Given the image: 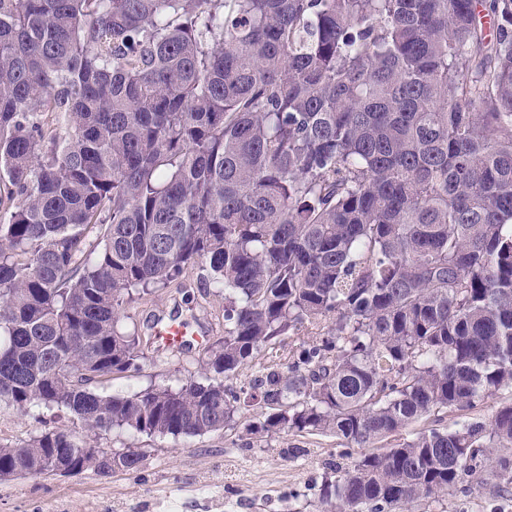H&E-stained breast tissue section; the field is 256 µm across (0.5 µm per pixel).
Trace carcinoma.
Segmentation results:
<instances>
[{
	"instance_id": "obj_1",
	"label": "carcinoma",
	"mask_w": 512,
	"mask_h": 512,
	"mask_svg": "<svg viewBox=\"0 0 512 512\" xmlns=\"http://www.w3.org/2000/svg\"><path fill=\"white\" fill-rule=\"evenodd\" d=\"M196 263L224 290L201 380L90 388L140 368L133 293ZM301 333L250 390L217 380ZM504 387L512 0H0V403L150 436L256 406L251 434L367 449L317 512H415L512 485V403L383 442ZM142 460L60 428L0 477Z\"/></svg>"
}]
</instances>
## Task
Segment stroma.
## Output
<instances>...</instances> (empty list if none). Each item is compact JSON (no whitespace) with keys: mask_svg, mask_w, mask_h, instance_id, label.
<instances>
[{"mask_svg":"<svg viewBox=\"0 0 512 512\" xmlns=\"http://www.w3.org/2000/svg\"><path fill=\"white\" fill-rule=\"evenodd\" d=\"M208 270L194 265L185 287L134 294L123 319L125 330L144 337L140 368L94 383L107 395H130L158 386L177 387L198 375L204 350L161 352L148 342L154 315L180 305L187 316L211 329L208 346L224 339V293L208 283ZM252 412L235 423L198 436H147L130 430L98 435L109 452H140L134 471L77 475L45 474L0 480V512H315L325 473L350 464L361 454L329 434L247 433ZM58 410L19 412L0 406V445L25 444L36 432L70 427ZM421 512H512V489L493 483L465 490L422 506Z\"/></svg>","mask_w":512,"mask_h":512,"instance_id":"obj_1","label":"stroma"}]
</instances>
